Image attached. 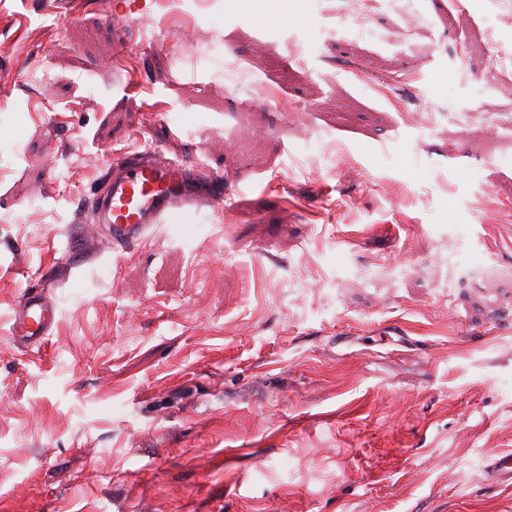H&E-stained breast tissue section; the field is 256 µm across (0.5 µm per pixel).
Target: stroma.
<instances>
[{"label": "stroma", "mask_w": 512, "mask_h": 512, "mask_svg": "<svg viewBox=\"0 0 512 512\" xmlns=\"http://www.w3.org/2000/svg\"><path fill=\"white\" fill-rule=\"evenodd\" d=\"M67 2L0 0V512H512V0H418L419 55L331 0ZM136 147L235 209L112 250ZM58 319V309L43 293L25 290L20 296L12 325V335L21 343L44 344ZM484 470L488 480L512 486V452L491 456L487 459Z\"/></svg>", "instance_id": "35a3bbf8"}]
</instances>
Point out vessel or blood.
Segmentation results:
<instances>
[{
	"label": "vessel or blood",
	"mask_w": 512,
	"mask_h": 512,
	"mask_svg": "<svg viewBox=\"0 0 512 512\" xmlns=\"http://www.w3.org/2000/svg\"><path fill=\"white\" fill-rule=\"evenodd\" d=\"M95 223L112 227V245L126 249L143 241L155 224H203L233 207L223 175L167 160L154 149L128 150L110 160L88 200ZM58 319L48 296L27 290L20 296L12 334L21 343L44 344ZM488 480L512 486V452L487 459Z\"/></svg>",
	"instance_id": "1"
}]
</instances>
